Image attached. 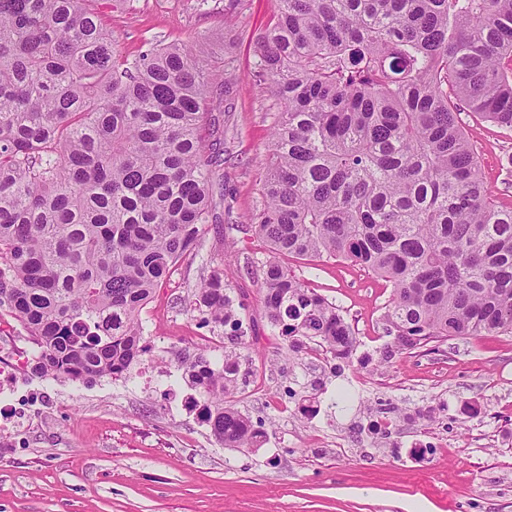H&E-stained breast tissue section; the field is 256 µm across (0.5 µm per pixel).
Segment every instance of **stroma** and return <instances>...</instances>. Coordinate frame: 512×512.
I'll return each instance as SVG.
<instances>
[{
  "label": "stroma",
  "instance_id": "35a3bbf8",
  "mask_svg": "<svg viewBox=\"0 0 512 512\" xmlns=\"http://www.w3.org/2000/svg\"><path fill=\"white\" fill-rule=\"evenodd\" d=\"M127 57L147 44L207 36L217 80L230 91L216 125L224 161L217 223L155 290L140 318L166 379L90 384L19 370L0 415V512H512V335L455 338L381 362L390 286L346 260L281 262L336 303L359 344L348 361L313 359L312 342L285 348L263 314L267 246L250 223L262 194L276 102L254 73L257 37L276 0H93ZM460 119L497 202L512 207V129L464 111ZM240 303L243 336L187 313L213 270ZM244 358L232 404L261 438L226 448L179 398L192 387L180 359L199 352ZM351 401H336L339 388ZM318 407L315 415L305 406Z\"/></svg>",
  "mask_w": 512,
  "mask_h": 512
}]
</instances>
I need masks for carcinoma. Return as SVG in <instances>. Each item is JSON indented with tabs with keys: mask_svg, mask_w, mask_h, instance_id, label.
Segmentation results:
<instances>
[{
	"mask_svg": "<svg viewBox=\"0 0 512 512\" xmlns=\"http://www.w3.org/2000/svg\"><path fill=\"white\" fill-rule=\"evenodd\" d=\"M207 38L123 56L87 0H0V308L53 380L128 379L139 313L217 217ZM255 73L279 103L254 231L263 311L294 350L358 344L278 257L344 258L390 284L382 360L512 334V207L490 194L458 119L512 128V0H277ZM224 274L187 311L236 318ZM240 355L181 362L226 448L256 433L231 404Z\"/></svg>",
	"mask_w": 512,
	"mask_h": 512,
	"instance_id": "carcinoma-1",
	"label": "carcinoma"
}]
</instances>
